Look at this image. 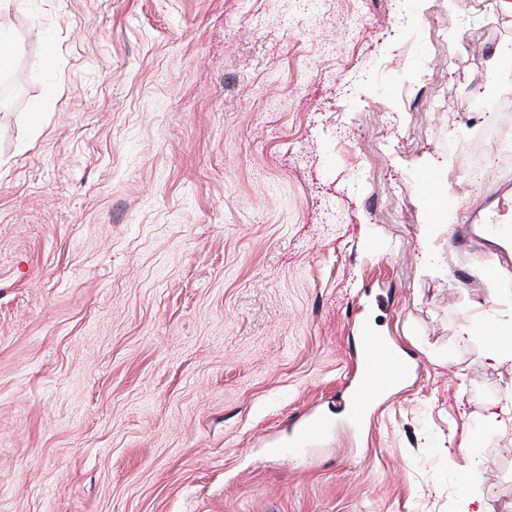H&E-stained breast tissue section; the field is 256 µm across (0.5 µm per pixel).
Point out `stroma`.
Masks as SVG:
<instances>
[{
  "label": "stroma",
  "instance_id": "stroma-1",
  "mask_svg": "<svg viewBox=\"0 0 512 512\" xmlns=\"http://www.w3.org/2000/svg\"><path fill=\"white\" fill-rule=\"evenodd\" d=\"M0 38V512H512V265L456 244L512 185V0H11ZM369 332L421 369L355 431ZM328 429L329 425L325 420L317 414L310 413L295 424L291 436L296 445L309 447L320 442Z\"/></svg>",
  "mask_w": 512,
  "mask_h": 512
}]
</instances>
